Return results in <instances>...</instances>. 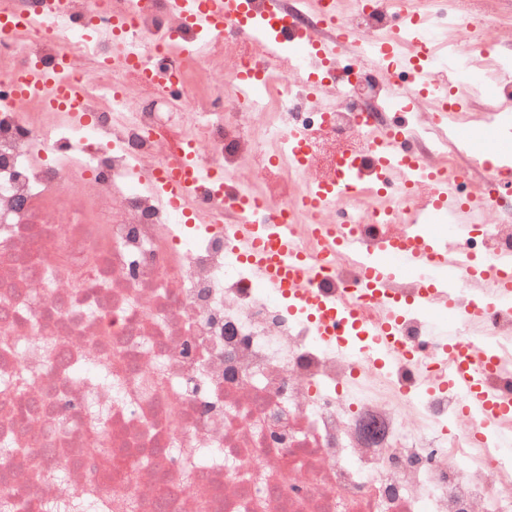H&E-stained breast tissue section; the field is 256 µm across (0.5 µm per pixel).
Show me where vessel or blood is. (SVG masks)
I'll return each instance as SVG.
<instances>
[{"instance_id": "b4317fda", "label": "vessel or blood", "mask_w": 512, "mask_h": 512, "mask_svg": "<svg viewBox=\"0 0 512 512\" xmlns=\"http://www.w3.org/2000/svg\"><path fill=\"white\" fill-rule=\"evenodd\" d=\"M167 8L183 14L190 25L197 29L223 30L225 24H236L250 11V0H165ZM325 27L310 35L306 41L318 57L324 60L335 59L336 55L355 52L359 34L353 30H339L329 26V13H322ZM17 98L26 99L42 87H50L52 97L49 108H62L70 111L71 118L78 124H86L87 119L74 111L73 90L60 79L58 70L49 66L36 65L32 69L14 75L12 79ZM381 176L390 183H406L421 177L424 169L403 161L396 151H389L377 160ZM161 191L171 208L185 220L193 219V212L186 201L200 189L224 181L222 172L196 163L178 170L159 174ZM488 206L464 203L458 193L455 179L439 182L433 194L420 203L412 213V227L404 242L395 247H386L361 254L359 261L365 277L377 283L412 276H426L436 286L447 285L457 279L464 265L457 251V240L453 237L435 238L425 232L427 225L436 223L439 214H446L448 223L462 225L484 222ZM232 238L243 247L242 257L255 266L266 283L279 292L296 293L298 283L316 280L314 267L308 266L287 225L276 229L253 223L246 219L231 230ZM485 357L472 355L467 367L461 368L453 380L454 387L461 396V409L470 416L485 418L512 414V396L491 392L476 384L473 370L485 365Z\"/></svg>"}]
</instances>
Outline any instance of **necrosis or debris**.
<instances>
[{"instance_id": "obj_1", "label": "necrosis or debris", "mask_w": 512, "mask_h": 512, "mask_svg": "<svg viewBox=\"0 0 512 512\" xmlns=\"http://www.w3.org/2000/svg\"><path fill=\"white\" fill-rule=\"evenodd\" d=\"M294 2L259 15L286 50L311 26L310 0ZM485 2L433 0L397 32L392 0H353L335 20L359 33L357 58L302 57L272 81L245 24L218 37L162 0H13L0 28V442L12 447L0 496L16 512L65 489L93 490L107 512H512V441L460 415L449 384L469 348L497 358L479 383L512 393V301L492 303L484 324L467 315L490 303L512 219L458 243L488 284L457 288L451 343L414 303L422 280L373 287L355 259L404 237L434 190L379 179L393 104L408 106L399 139L429 170L459 178L471 201L501 198L491 162L457 136V96L480 78L471 55L493 56L494 89L512 97V56L485 39L503 22ZM452 26L462 43L447 41ZM118 38L136 63L113 58ZM371 56L381 69L363 66ZM39 62L81 89L89 125L16 98L13 76ZM256 78L264 95L246 96ZM320 86L335 87L329 104ZM189 159L280 190L236 180L203 192L186 227L157 175ZM319 184L335 198L305 205ZM245 218L287 225L318 286L361 323L395 317L389 368L359 337L325 343L261 285L228 235ZM91 397L111 405L106 421H88Z\"/></svg>"}]
</instances>
